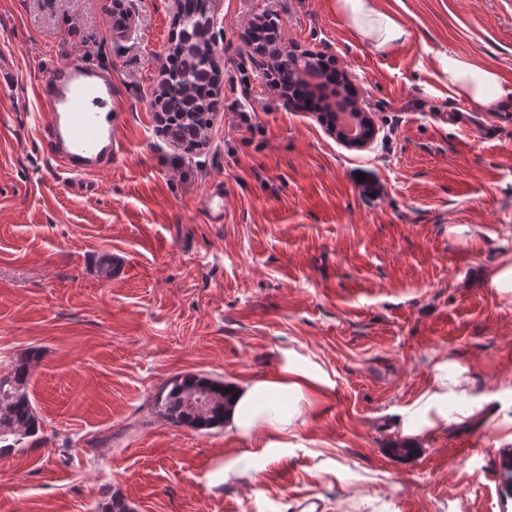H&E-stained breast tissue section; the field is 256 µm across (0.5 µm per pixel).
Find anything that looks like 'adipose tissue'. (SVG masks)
I'll list each match as a JSON object with an SVG mask.
<instances>
[{"mask_svg":"<svg viewBox=\"0 0 512 512\" xmlns=\"http://www.w3.org/2000/svg\"><path fill=\"white\" fill-rule=\"evenodd\" d=\"M336 9L376 51L390 50L410 37L405 23L386 10L381 0H336ZM436 60L448 77L452 96L486 111L512 99V86L504 83L497 70L452 49L437 52ZM329 385L318 365L286 357L276 374L234 387L236 400L224 411V431L269 448L279 447L301 419L302 401L324 395Z\"/></svg>","mask_w":512,"mask_h":512,"instance_id":"obj_1","label":"adipose tissue"}]
</instances>
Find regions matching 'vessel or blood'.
Segmentation results:
<instances>
[{
	"label": "vessel or blood",
	"mask_w": 512,
	"mask_h": 512,
	"mask_svg": "<svg viewBox=\"0 0 512 512\" xmlns=\"http://www.w3.org/2000/svg\"><path fill=\"white\" fill-rule=\"evenodd\" d=\"M36 95L44 110L43 147L65 173L87 176L111 167L118 149L115 117L124 109L111 73L72 57L50 68Z\"/></svg>",
	"instance_id": "b4317fda"
}]
</instances>
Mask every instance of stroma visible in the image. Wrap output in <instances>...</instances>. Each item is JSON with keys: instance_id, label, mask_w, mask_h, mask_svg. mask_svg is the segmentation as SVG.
<instances>
[{"instance_id": "35a3bbf8", "label": "stroma", "mask_w": 512, "mask_h": 512, "mask_svg": "<svg viewBox=\"0 0 512 512\" xmlns=\"http://www.w3.org/2000/svg\"><path fill=\"white\" fill-rule=\"evenodd\" d=\"M0 0V375L33 353L38 443L0 454V512H512V108L449 96L452 48L512 86V0H401L380 53L335 0H221L219 106L193 150L152 99L171 0ZM349 73L377 128L363 149L290 105L245 35ZM80 54L126 102L111 168L72 182L41 149L36 88ZM224 186V221L205 197ZM112 271L103 274L101 266ZM293 351L333 384L287 447L170 425L159 391L191 373L275 374ZM447 363L449 421L405 423Z\"/></svg>"}]
</instances>
